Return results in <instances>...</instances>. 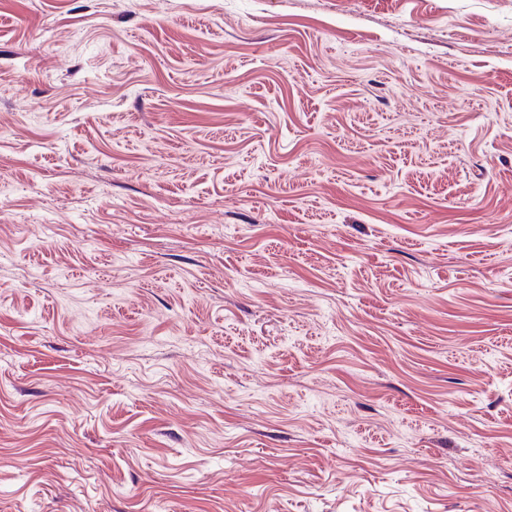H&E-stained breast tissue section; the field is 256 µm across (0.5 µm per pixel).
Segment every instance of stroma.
<instances>
[{
	"instance_id": "obj_1",
	"label": "stroma",
	"mask_w": 512,
	"mask_h": 512,
	"mask_svg": "<svg viewBox=\"0 0 512 512\" xmlns=\"http://www.w3.org/2000/svg\"><path fill=\"white\" fill-rule=\"evenodd\" d=\"M0 512H512V0H0Z\"/></svg>"
}]
</instances>
